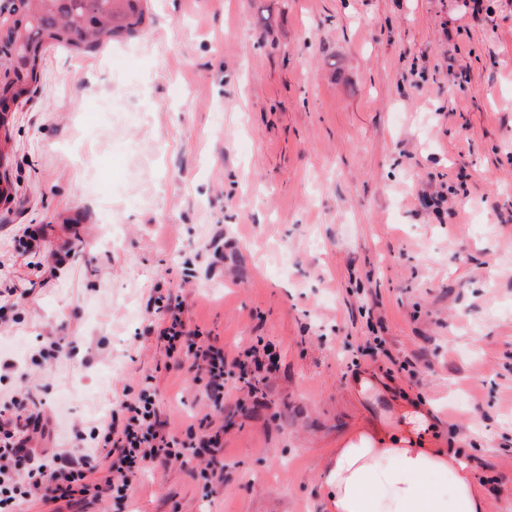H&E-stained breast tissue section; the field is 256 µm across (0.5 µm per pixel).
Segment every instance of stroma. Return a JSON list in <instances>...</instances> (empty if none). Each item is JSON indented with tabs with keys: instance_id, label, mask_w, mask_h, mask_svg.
I'll list each match as a JSON object with an SVG mask.
<instances>
[{
	"instance_id": "1",
	"label": "stroma",
	"mask_w": 512,
	"mask_h": 512,
	"mask_svg": "<svg viewBox=\"0 0 512 512\" xmlns=\"http://www.w3.org/2000/svg\"><path fill=\"white\" fill-rule=\"evenodd\" d=\"M151 5L107 52L46 48L9 115L0 290L28 294L0 310V403L33 386L39 450L77 424L98 457L153 372L175 428L197 422L157 296L226 352L281 358L259 393L227 385L216 496L192 458L76 512H325L339 440L418 396L485 512H512V0ZM51 333L68 346L33 365Z\"/></svg>"
}]
</instances>
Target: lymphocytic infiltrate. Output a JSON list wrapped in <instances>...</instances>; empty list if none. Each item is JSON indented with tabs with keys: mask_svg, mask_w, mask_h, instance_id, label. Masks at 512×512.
Listing matches in <instances>:
<instances>
[{
	"mask_svg": "<svg viewBox=\"0 0 512 512\" xmlns=\"http://www.w3.org/2000/svg\"><path fill=\"white\" fill-rule=\"evenodd\" d=\"M158 312L156 329L169 360L178 366L189 363L201 400L213 410L224 406L227 369L236 370L239 383L249 389L265 381L275 364L272 348L260 341L227 357L223 347L204 340L199 328L188 325L181 304L159 306ZM42 406L29 389L0 405V512H22L38 494L68 504L95 500L105 492L124 500L145 466L162 468L189 455L209 457L207 485L223 480V429L201 423L181 434L172 430L157 407L153 375H145L137 391L126 394L102 422L98 435L112 463L109 477L101 483L94 479L103 466L98 457L78 456L67 448L38 453L36 442L44 430Z\"/></svg>",
	"mask_w": 512,
	"mask_h": 512,
	"instance_id": "obj_1",
	"label": "lymphocytic infiltrate"
}]
</instances>
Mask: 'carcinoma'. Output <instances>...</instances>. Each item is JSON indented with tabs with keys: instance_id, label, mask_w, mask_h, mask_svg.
Listing matches in <instances>:
<instances>
[{
	"instance_id": "carcinoma-1",
	"label": "carcinoma",
	"mask_w": 512,
	"mask_h": 512,
	"mask_svg": "<svg viewBox=\"0 0 512 512\" xmlns=\"http://www.w3.org/2000/svg\"><path fill=\"white\" fill-rule=\"evenodd\" d=\"M145 28L138 0H0V100H28L50 46L96 52Z\"/></svg>"
}]
</instances>
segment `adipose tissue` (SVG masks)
<instances>
[{"instance_id":"obj_1","label":"adipose tissue","mask_w":512,"mask_h":512,"mask_svg":"<svg viewBox=\"0 0 512 512\" xmlns=\"http://www.w3.org/2000/svg\"><path fill=\"white\" fill-rule=\"evenodd\" d=\"M409 420L396 430L374 419L340 441L318 488L326 512H484L483 489L437 446L425 407Z\"/></svg>"}]
</instances>
